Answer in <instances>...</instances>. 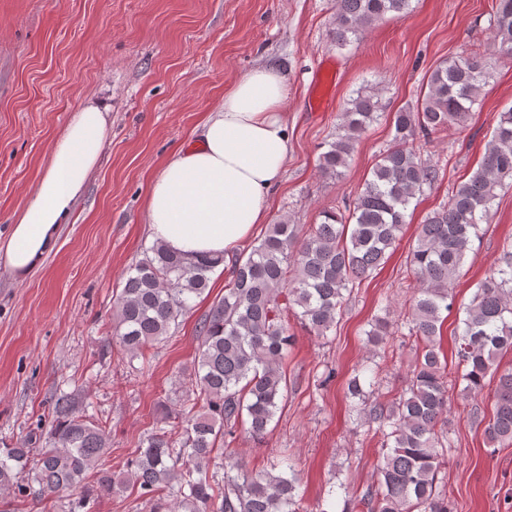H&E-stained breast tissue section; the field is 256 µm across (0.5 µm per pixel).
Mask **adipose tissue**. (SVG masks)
I'll return each instance as SVG.
<instances>
[{
    "label": "adipose tissue",
    "mask_w": 512,
    "mask_h": 512,
    "mask_svg": "<svg viewBox=\"0 0 512 512\" xmlns=\"http://www.w3.org/2000/svg\"><path fill=\"white\" fill-rule=\"evenodd\" d=\"M288 79L259 66L225 91L196 129L151 178L146 221L154 241L189 259L231 256L265 223L270 193L288 165ZM110 106L92 97L76 111L50 151L0 258L19 277L55 249L76 199L105 144Z\"/></svg>",
    "instance_id": "1"
}]
</instances>
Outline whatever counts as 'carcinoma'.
<instances>
[{
  "label": "carcinoma",
  "instance_id": "carcinoma-1",
  "mask_svg": "<svg viewBox=\"0 0 512 512\" xmlns=\"http://www.w3.org/2000/svg\"><path fill=\"white\" fill-rule=\"evenodd\" d=\"M412 0H336L330 29L338 47L361 40L376 23L401 20ZM493 42L512 55V0H497L490 17ZM489 79L482 56L462 54L439 62L412 106L393 117L392 142L379 152L370 176L353 203L325 210L309 233L283 220L232 262L224 296L199 326L193 374L183 382L180 436L164 429L139 443L126 478L100 472L108 494L127 486L155 503L153 512H297L298 477L292 465L275 464L249 474L230 453L217 463L212 452L238 431L260 440L279 410L287 388L282 364L292 345L288 315L317 336H326L347 295L383 265L407 224L408 209L424 188L440 180L441 168L414 148L449 127L468 126L473 106ZM379 117L378 93L360 89L341 113L336 135L320 155L323 175L342 176L363 134ZM512 181V109L499 113L479 167L453 186L448 203L420 225L409 250L415 288L405 325L421 350L417 366L398 397L382 401L371 379L347 381L348 411L377 424L383 452L377 483L358 495L346 494L347 512H452L438 491V474L448 465V423L443 412L450 390L467 398L487 396L490 416L470 409L492 446L512 441V367L499 356L512 350V252L490 268L468 304L456 334L457 368L448 378L441 348L443 313L460 277L473 239L487 222L497 190ZM224 257L187 259L162 244L130 267L113 306L112 340L128 360L165 341L193 298L208 288L209 274ZM367 343L391 335L390 322H369ZM39 448H34V445ZM111 447L106 426L87 419L68 393L55 398L49 428L42 425L16 443L0 444V490L21 497H48L72 489L99 466ZM171 502H161L159 492Z\"/></svg>",
  "mask_w": 512,
  "mask_h": 512
}]
</instances>
